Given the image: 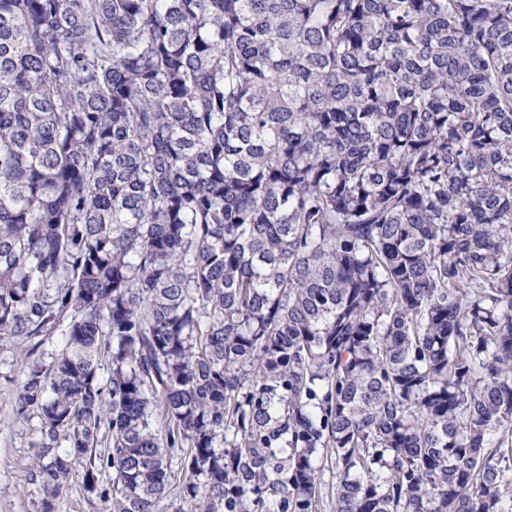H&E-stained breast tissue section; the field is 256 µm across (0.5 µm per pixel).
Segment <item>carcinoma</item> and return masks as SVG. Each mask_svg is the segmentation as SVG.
Segmentation results:
<instances>
[{"label":"carcinoma","instance_id":"1","mask_svg":"<svg viewBox=\"0 0 512 512\" xmlns=\"http://www.w3.org/2000/svg\"><path fill=\"white\" fill-rule=\"evenodd\" d=\"M9 339L42 512H512V0H0ZM101 505L83 493L80 482L75 480L56 502L54 512H101Z\"/></svg>","mask_w":512,"mask_h":512}]
</instances>
